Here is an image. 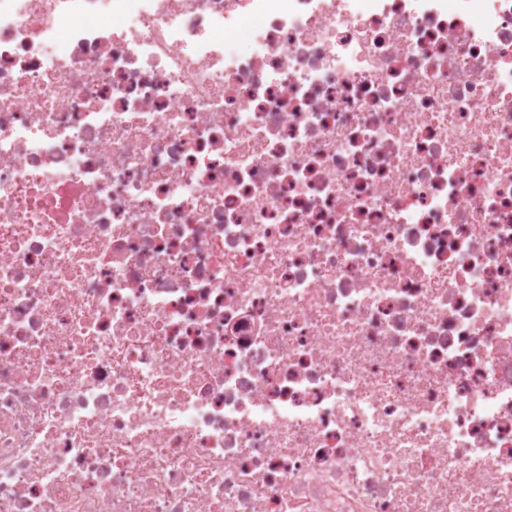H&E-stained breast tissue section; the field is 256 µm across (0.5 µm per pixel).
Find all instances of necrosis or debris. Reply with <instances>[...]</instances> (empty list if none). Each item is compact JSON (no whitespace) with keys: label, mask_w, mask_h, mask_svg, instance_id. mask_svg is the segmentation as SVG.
<instances>
[{"label":"necrosis or debris","mask_w":512,"mask_h":512,"mask_svg":"<svg viewBox=\"0 0 512 512\" xmlns=\"http://www.w3.org/2000/svg\"><path fill=\"white\" fill-rule=\"evenodd\" d=\"M0 512H512V0H0Z\"/></svg>","instance_id":"4bbe7bcc"}]
</instances>
